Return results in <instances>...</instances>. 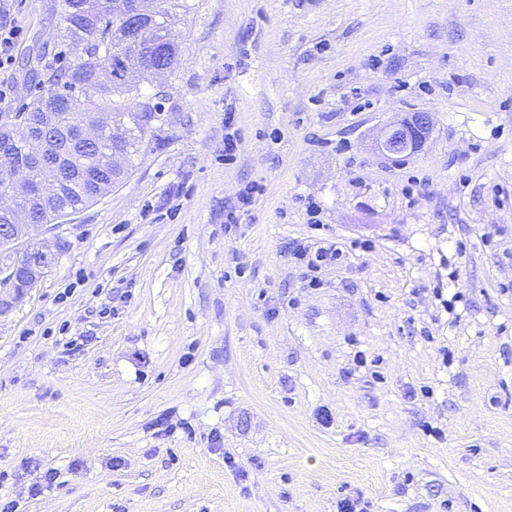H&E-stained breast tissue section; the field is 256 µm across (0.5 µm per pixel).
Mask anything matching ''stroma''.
<instances>
[{
	"label": "stroma",
	"instance_id": "35a3bbf8",
	"mask_svg": "<svg viewBox=\"0 0 512 512\" xmlns=\"http://www.w3.org/2000/svg\"><path fill=\"white\" fill-rule=\"evenodd\" d=\"M188 2L151 150L0 310V501L512 512V0ZM62 8L13 0L0 112L72 62ZM411 112L431 139L385 159ZM321 238L348 258L313 273ZM433 130L434 122L429 113L412 112L381 128L376 139L377 148L382 155L393 160L407 157L423 150ZM322 244L324 245L320 243L316 247L310 245L296 246L293 255L298 260L306 261L307 266L312 269H318L322 263L327 261L337 262L341 260L344 252L340 242L328 241Z\"/></svg>",
	"mask_w": 512,
	"mask_h": 512
}]
</instances>
